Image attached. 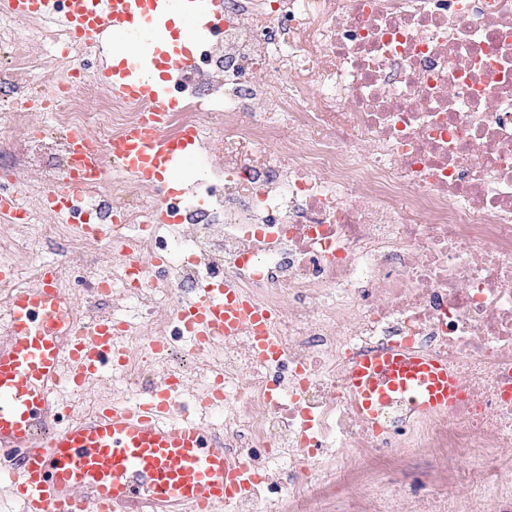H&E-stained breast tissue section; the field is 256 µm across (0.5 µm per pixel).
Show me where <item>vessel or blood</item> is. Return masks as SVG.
<instances>
[{
	"label": "vessel or blood",
	"mask_w": 512,
	"mask_h": 512,
	"mask_svg": "<svg viewBox=\"0 0 512 512\" xmlns=\"http://www.w3.org/2000/svg\"><path fill=\"white\" fill-rule=\"evenodd\" d=\"M0 10L55 20L78 47L111 40L117 53L99 64L100 79L149 104L114 143L67 134L71 166L43 193L44 208L61 222L111 235L83 201L106 182L107 161L157 186L188 163L195 132L178 140L164 134L171 86L194 66L198 16L215 29L223 0H0ZM60 271L58 262H45L41 284L13 294L0 315V483L16 491L22 512H214L240 489V471L224 452L222 432L201 417L174 418L166 396L179 379L133 408L115 401L84 415L64 408L66 394L119 375L122 363L110 318L77 329L73 302L55 286ZM174 317L204 343L246 327L260 333L261 356L276 350L264 333L267 313L228 288H196ZM348 387L358 413L372 422L396 402L424 415L448 412L459 397L447 367L398 348L355 358Z\"/></svg>",
	"instance_id": "1"
}]
</instances>
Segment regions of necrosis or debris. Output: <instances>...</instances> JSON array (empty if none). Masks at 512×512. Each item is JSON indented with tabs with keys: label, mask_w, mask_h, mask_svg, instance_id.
I'll use <instances>...</instances> for the list:
<instances>
[{
	"label": "necrosis or debris",
	"mask_w": 512,
	"mask_h": 512,
	"mask_svg": "<svg viewBox=\"0 0 512 512\" xmlns=\"http://www.w3.org/2000/svg\"><path fill=\"white\" fill-rule=\"evenodd\" d=\"M53 44L67 84L25 96L78 130L79 61L66 32ZM176 91L166 130L199 128L200 175L170 222L152 221L141 183L112 170L116 232L139 258L165 256V272L84 280L91 298L117 301L118 336L136 339L116 399L133 407L169 375L189 382L174 410L210 404L249 476L224 512H335L340 479L384 485L346 512H512V0H224L221 37L200 36ZM146 108L107 99L106 138ZM215 119L224 141L210 136ZM286 127L307 135L303 150L276 149ZM28 140L30 160L58 177L64 137ZM0 267L1 309L42 263L1 240ZM210 279L268 311L278 355L261 359L246 334L205 347L157 322ZM390 347L447 365L457 405L411 416L398 402L372 429L347 369ZM398 448L431 453L427 486L386 468ZM454 448L482 449L480 495L449 494L466 481L448 464Z\"/></svg>",
	"instance_id": "necrosis-or-debris-1"
}]
</instances>
